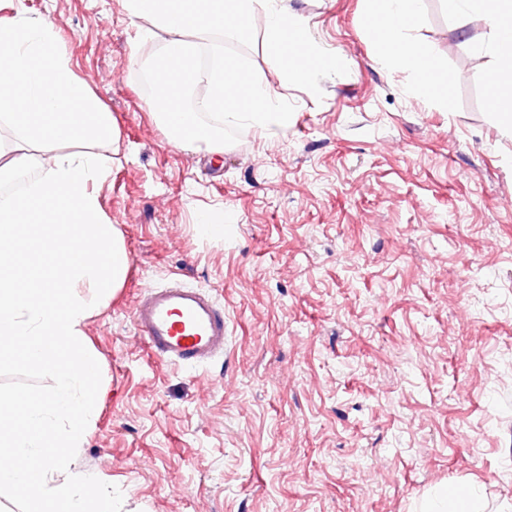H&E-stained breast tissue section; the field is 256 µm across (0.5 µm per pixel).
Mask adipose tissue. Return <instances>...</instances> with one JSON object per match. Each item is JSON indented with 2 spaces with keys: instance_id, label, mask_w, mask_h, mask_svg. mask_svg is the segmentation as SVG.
I'll use <instances>...</instances> for the list:
<instances>
[{
  "instance_id": "obj_1",
  "label": "adipose tissue",
  "mask_w": 512,
  "mask_h": 512,
  "mask_svg": "<svg viewBox=\"0 0 512 512\" xmlns=\"http://www.w3.org/2000/svg\"><path fill=\"white\" fill-rule=\"evenodd\" d=\"M377 31L382 35L386 58L412 72L418 89H425V78L436 67L434 56L408 38L418 15L417 0H367ZM450 14L459 16L481 13L493 34L492 51L496 64L485 76V83L495 98L503 100L497 118L512 128V62L504 59L503 45L512 39V0H448Z\"/></svg>"
}]
</instances>
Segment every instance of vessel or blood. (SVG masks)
I'll return each instance as SVG.
<instances>
[{
  "instance_id": "1",
  "label": "vessel or blood",
  "mask_w": 512,
  "mask_h": 512,
  "mask_svg": "<svg viewBox=\"0 0 512 512\" xmlns=\"http://www.w3.org/2000/svg\"><path fill=\"white\" fill-rule=\"evenodd\" d=\"M132 318L146 348L163 362L201 367L224 353V311L203 289L176 280L147 289Z\"/></svg>"
}]
</instances>
